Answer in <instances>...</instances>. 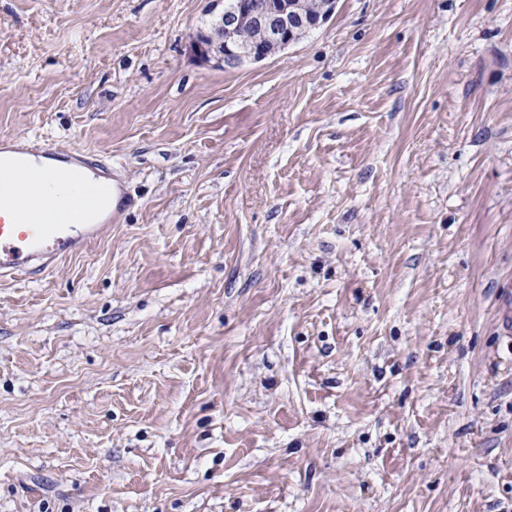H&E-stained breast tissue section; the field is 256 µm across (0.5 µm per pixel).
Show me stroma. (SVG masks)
Masks as SVG:
<instances>
[{
	"label": "stroma",
	"mask_w": 512,
	"mask_h": 512,
	"mask_svg": "<svg viewBox=\"0 0 512 512\" xmlns=\"http://www.w3.org/2000/svg\"><path fill=\"white\" fill-rule=\"evenodd\" d=\"M0 0V135L137 205L0 281V512H512V0ZM288 0H216L224 6L218 20L197 33L194 47L205 58L213 59L226 68H236L242 57L260 62L275 56L294 43L298 31L321 27L332 15L336 1L326 0L320 12L321 0H300L305 16L295 10ZM320 12V13H319ZM319 13V14H318ZM316 18L307 16L317 15ZM250 25L260 38L245 51L240 42V30ZM246 26L242 31L244 41L250 42L253 29Z\"/></svg>",
	"instance_id": "35a3bbf8"
}]
</instances>
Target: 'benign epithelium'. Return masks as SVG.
<instances>
[{"label":"benign epithelium","mask_w":512,"mask_h":512,"mask_svg":"<svg viewBox=\"0 0 512 512\" xmlns=\"http://www.w3.org/2000/svg\"><path fill=\"white\" fill-rule=\"evenodd\" d=\"M224 2L218 20L197 33L194 47L205 58L226 68H236L242 57L260 62L294 43L299 31L321 27L332 15L336 0H327L315 18L295 10L287 0H216ZM258 31L259 41L250 48L239 40L245 26Z\"/></svg>","instance_id":"7a95c632"}]
</instances>
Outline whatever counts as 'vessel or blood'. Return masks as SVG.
<instances>
[{"instance_id":"1","label":"vessel or blood","mask_w":512,"mask_h":512,"mask_svg":"<svg viewBox=\"0 0 512 512\" xmlns=\"http://www.w3.org/2000/svg\"><path fill=\"white\" fill-rule=\"evenodd\" d=\"M0 175L22 190L23 211L0 195V280L40 279L59 261L98 239L134 204L109 160L76 148L61 154L47 141L0 140ZM78 179L71 196L46 205L48 184Z\"/></svg>"}]
</instances>
